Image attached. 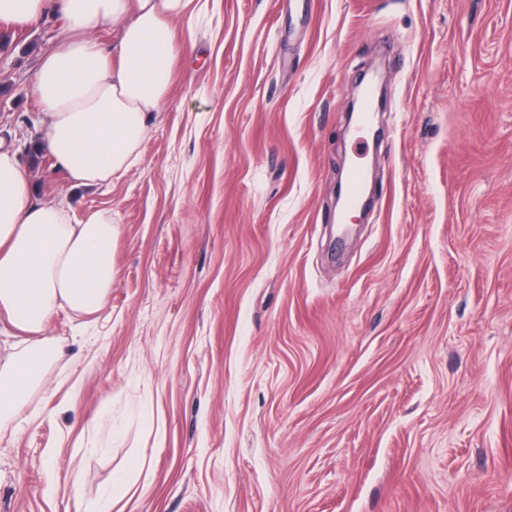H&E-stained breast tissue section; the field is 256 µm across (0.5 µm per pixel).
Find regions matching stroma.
I'll use <instances>...</instances> for the list:
<instances>
[{
  "label": "stroma",
  "instance_id": "obj_1",
  "mask_svg": "<svg viewBox=\"0 0 512 512\" xmlns=\"http://www.w3.org/2000/svg\"><path fill=\"white\" fill-rule=\"evenodd\" d=\"M140 164L72 189L0 29L36 197L108 210L107 307L0 432V512H512V0H191ZM385 55L384 129L347 128ZM373 205L340 236L336 189ZM367 172L362 166H353L344 186V200L347 209H354L360 202Z\"/></svg>",
  "mask_w": 512,
  "mask_h": 512
}]
</instances>
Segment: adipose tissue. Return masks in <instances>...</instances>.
I'll use <instances>...</instances> for the list:
<instances>
[{
    "label": "adipose tissue",
    "mask_w": 512,
    "mask_h": 512,
    "mask_svg": "<svg viewBox=\"0 0 512 512\" xmlns=\"http://www.w3.org/2000/svg\"><path fill=\"white\" fill-rule=\"evenodd\" d=\"M189 0H0V27L58 22V43L29 86L44 129L43 148L71 186L112 183L142 158L152 113L171 87L177 47L172 27ZM118 28L112 47L95 34ZM33 171L0 144V430L17 426L28 396L44 386L63 350L48 336L67 310L92 315L116 280L119 230L106 210L75 218L68 207L38 201Z\"/></svg>",
    "instance_id": "obj_1"
}]
</instances>
